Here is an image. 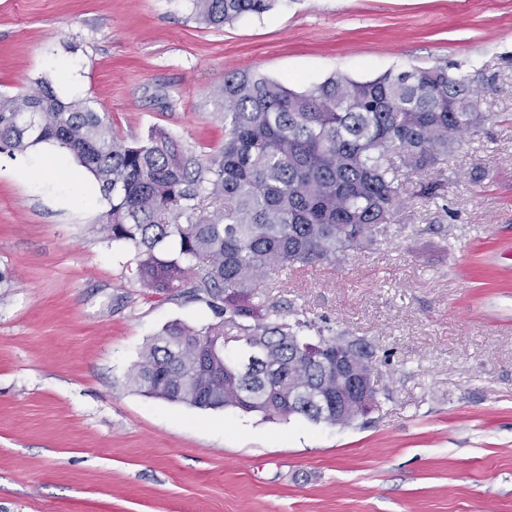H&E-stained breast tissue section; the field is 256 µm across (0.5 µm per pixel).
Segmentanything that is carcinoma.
Returning <instances> with one entry per match:
<instances>
[{
    "instance_id": "cac0c4a2",
    "label": "carcinoma",
    "mask_w": 512,
    "mask_h": 512,
    "mask_svg": "<svg viewBox=\"0 0 512 512\" xmlns=\"http://www.w3.org/2000/svg\"><path fill=\"white\" fill-rule=\"evenodd\" d=\"M195 19L219 28L261 15L276 0H191ZM478 75L446 66L334 75L295 91L233 73L215 100L224 146L205 158L162 129L124 141L93 100L64 102L52 85L0 93V154L52 142L96 179L108 209L99 232L134 250L147 288H188L215 320L166 324L131 373L155 398L268 419L336 424V396L300 343L336 344V331L257 288H279L282 269L335 267L390 223L404 180L432 172L459 134L477 135ZM225 206L204 213L207 200ZM174 211V220L161 216ZM185 223H180V220Z\"/></svg>"
}]
</instances>
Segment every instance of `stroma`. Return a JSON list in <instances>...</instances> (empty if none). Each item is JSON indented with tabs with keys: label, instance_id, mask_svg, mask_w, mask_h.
<instances>
[{
	"label": "stroma",
	"instance_id": "1",
	"mask_svg": "<svg viewBox=\"0 0 512 512\" xmlns=\"http://www.w3.org/2000/svg\"><path fill=\"white\" fill-rule=\"evenodd\" d=\"M449 64L478 73L486 122L442 197L410 175L372 245L274 292L375 351L378 406L347 427L129 386L165 324L211 311L130 273L75 161L33 181L41 147L0 154V512H512V0H277L220 29L190 0H0V92L45 79L125 140L202 156L227 74L301 91Z\"/></svg>",
	"mask_w": 512,
	"mask_h": 512
}]
</instances>
